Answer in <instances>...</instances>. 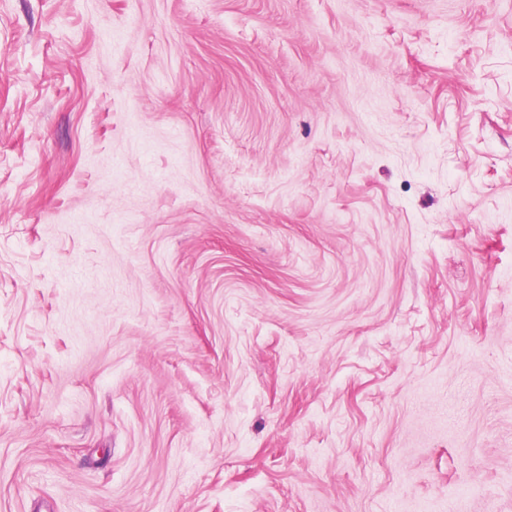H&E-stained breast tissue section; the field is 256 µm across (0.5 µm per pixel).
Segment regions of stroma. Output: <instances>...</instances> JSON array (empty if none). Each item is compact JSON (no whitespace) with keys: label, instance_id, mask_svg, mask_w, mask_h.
I'll use <instances>...</instances> for the list:
<instances>
[{"label":"stroma","instance_id":"35a3bbf8","mask_svg":"<svg viewBox=\"0 0 512 512\" xmlns=\"http://www.w3.org/2000/svg\"><path fill=\"white\" fill-rule=\"evenodd\" d=\"M0 512H512V0H0Z\"/></svg>","mask_w":512,"mask_h":512}]
</instances>
